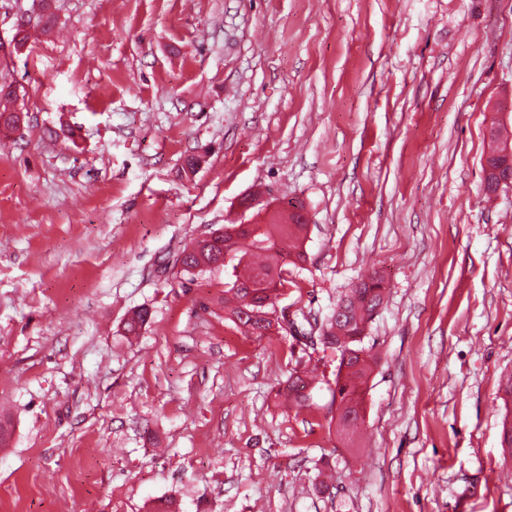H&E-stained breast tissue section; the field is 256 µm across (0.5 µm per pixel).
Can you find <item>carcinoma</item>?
<instances>
[{"label":"carcinoma","instance_id":"carcinoma-1","mask_svg":"<svg viewBox=\"0 0 512 512\" xmlns=\"http://www.w3.org/2000/svg\"><path fill=\"white\" fill-rule=\"evenodd\" d=\"M27 113L16 109L0 110V133L19 129L26 122ZM221 241L198 240L181 253L182 272L195 275L225 268V257L233 262V278L240 283L237 288L224 289V307L230 320L248 336L261 337V326L246 316L252 308L248 302L250 294L262 289H250L257 278L269 285V294L276 298L290 283L288 265L304 259L302 242L307 235L306 224H266L263 232L252 235L249 228L242 229L227 224ZM384 288L382 281L373 276L360 281V287L351 289L336 303L343 309L340 314L331 313L322 320L319 335L323 345L336 346L340 361L336 372V401L338 417L336 431L349 445L357 439L358 425L362 420L364 386L372 371L374 359L368 355L361 343L366 336L368 323L382 305ZM150 312L140 308L132 313L124 325L125 334L137 336L149 322ZM311 385L307 372H296L288 379L285 399L295 406L308 401L306 390Z\"/></svg>","mask_w":512,"mask_h":512}]
</instances>
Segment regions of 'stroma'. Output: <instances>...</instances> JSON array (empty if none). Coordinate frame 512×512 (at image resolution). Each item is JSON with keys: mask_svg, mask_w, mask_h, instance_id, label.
<instances>
[{"mask_svg": "<svg viewBox=\"0 0 512 512\" xmlns=\"http://www.w3.org/2000/svg\"><path fill=\"white\" fill-rule=\"evenodd\" d=\"M4 74L0 512H512V188L482 171L512 0H0ZM257 189L309 217L281 306L384 280L359 447L333 350L244 335L223 271L180 272ZM309 385H311V380L308 373L305 371H296V373H294L288 379L285 399L288 400V402L292 405L300 407L304 406L309 397V395L306 393Z\"/></svg>", "mask_w": 512, "mask_h": 512, "instance_id": "35a3bbf8", "label": "stroma"}]
</instances>
